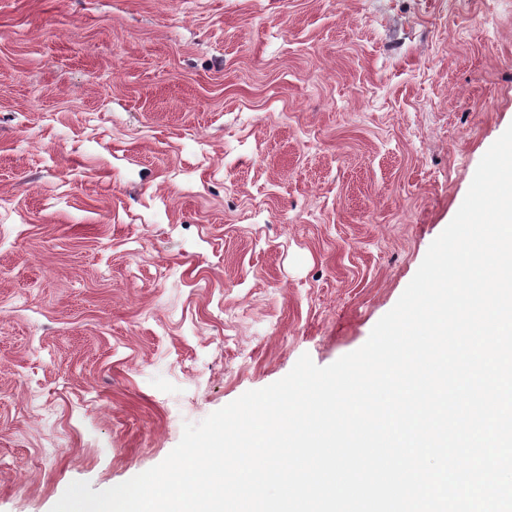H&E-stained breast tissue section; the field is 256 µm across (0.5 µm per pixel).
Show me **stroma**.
I'll return each instance as SVG.
<instances>
[{
	"label": "stroma",
	"mask_w": 512,
	"mask_h": 512,
	"mask_svg": "<svg viewBox=\"0 0 512 512\" xmlns=\"http://www.w3.org/2000/svg\"><path fill=\"white\" fill-rule=\"evenodd\" d=\"M512 125V0H0V512L360 348Z\"/></svg>",
	"instance_id": "obj_1"
}]
</instances>
